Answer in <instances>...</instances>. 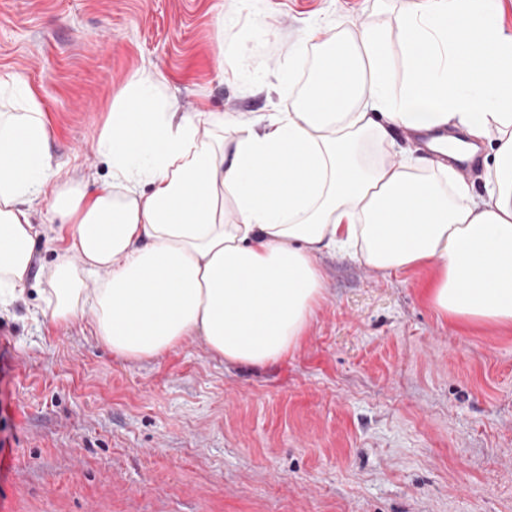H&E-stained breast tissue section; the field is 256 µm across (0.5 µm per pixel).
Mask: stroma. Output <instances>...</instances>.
<instances>
[{
    "mask_svg": "<svg viewBox=\"0 0 512 512\" xmlns=\"http://www.w3.org/2000/svg\"><path fill=\"white\" fill-rule=\"evenodd\" d=\"M413 4L0 0V77L39 97L56 160L101 180L95 139L133 70L155 66L185 112H276L311 23L379 25L398 69ZM54 258L38 241L0 309V512H512V332L438 317L430 270L322 255L302 343L247 367L199 337L131 363L91 318L50 323L38 290Z\"/></svg>",
    "mask_w": 512,
    "mask_h": 512,
    "instance_id": "stroma-1",
    "label": "stroma"
}]
</instances>
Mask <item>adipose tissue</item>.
I'll list each match as a JSON object with an SVG mask.
<instances>
[{"instance_id":"1","label":"adipose tissue","mask_w":512,"mask_h":512,"mask_svg":"<svg viewBox=\"0 0 512 512\" xmlns=\"http://www.w3.org/2000/svg\"><path fill=\"white\" fill-rule=\"evenodd\" d=\"M501 0H420L400 17L403 72L370 24L312 25L306 91L288 109L182 112L162 75L131 73L96 141L108 179L64 169L41 101L0 77V307L29 278L33 203L47 197L55 260L41 313L92 316L96 339L143 362L202 337L225 363L264 366L301 343L324 292L319 257L382 273L432 269L427 300L465 329L512 331V30ZM494 138L485 193L428 157H394L392 129Z\"/></svg>"}]
</instances>
